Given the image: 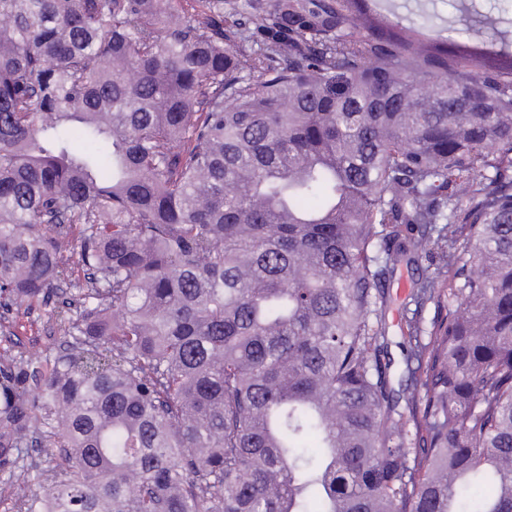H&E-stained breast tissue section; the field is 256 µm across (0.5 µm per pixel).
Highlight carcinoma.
<instances>
[{"label":"carcinoma","mask_w":512,"mask_h":512,"mask_svg":"<svg viewBox=\"0 0 512 512\" xmlns=\"http://www.w3.org/2000/svg\"><path fill=\"white\" fill-rule=\"evenodd\" d=\"M369 2L0 0L15 512H512V54ZM22 312L23 310L19 313L10 312L0 320V354L8 349L17 350L12 348V342L16 340V336H12V333L17 334L28 350L52 355L63 350L65 346L63 332L56 321L48 317L44 308L30 315ZM33 320H35L33 327H30V322Z\"/></svg>","instance_id":"carcinoma-1"}]
</instances>
